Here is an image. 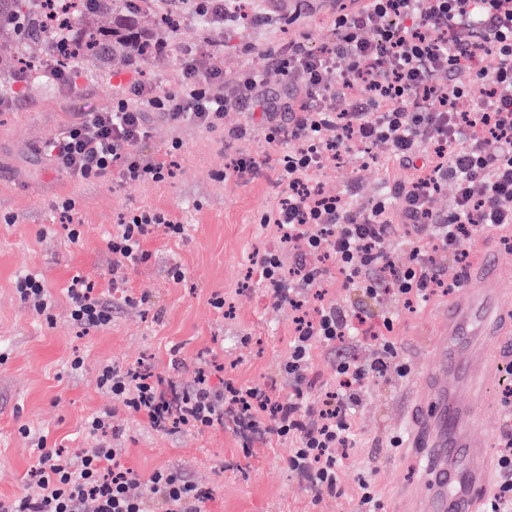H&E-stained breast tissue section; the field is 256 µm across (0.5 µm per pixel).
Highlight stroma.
I'll return each instance as SVG.
<instances>
[{"label":"stroma","instance_id":"1","mask_svg":"<svg viewBox=\"0 0 512 512\" xmlns=\"http://www.w3.org/2000/svg\"><path fill=\"white\" fill-rule=\"evenodd\" d=\"M236 15L237 25L227 28L182 13L167 32L156 14H147L141 22L148 38L165 41L166 47L145 63L132 67L114 61L90 68L76 62L70 83L52 81L18 92L9 107L0 108L2 500L29 487L39 437H46L48 446L77 452L93 443L88 418L106 410L112 413L122 464L143 483L159 469L183 471L209 492L206 512H364L356 493L360 477L374 487L377 512H390L401 487H411L416 497L425 495L423 463L402 443L403 407L418 377L434 366L428 338L448 316L449 295L443 291L411 307L390 298L377 305L358 293L340 292L342 305L394 311L395 360L408 373L365 384L354 416L355 446L349 451L352 477L336 496L313 500L306 483L288 468L287 440L271 434L244 437L230 424L200 432L160 431L97 386L104 366L146 361L186 387L195 380L199 355L208 353L216 361L210 374L215 389L230 380L273 386L283 398L290 391L284 367L293 314L250 262L255 252L275 249L283 264L291 262L274 231L260 225L282 188L274 167L256 174L232 170L239 151L275 159L294 148L290 142L267 141L259 108L245 103L228 114V122L252 128L249 140L230 145L220 133L177 129L152 116L151 137L138 149L171 168V177L158 183L125 184L114 175L76 181L51 170L38 152L72 113L109 105L119 83L141 79L161 92L176 87L187 49L221 66L225 87L243 73L257 72L270 101L298 97L299 87L277 70L267 50L294 40L320 47L333 35L335 11L309 0H242ZM176 140L181 146L175 150ZM376 154L377 161L366 164L357 151H342L335 171L322 182L323 191L333 195L350 188L365 202L377 197L386 182L411 181L412 167L388 163L384 148ZM65 199L75 202L69 218L55 209ZM136 208L167 213L185 231L149 236L144 242L149 260L128 267L116 291L107 241L120 214ZM70 222L79 226V243L67 237ZM177 270L182 273L178 279L173 276ZM27 274L39 276L48 289L49 317L36 315L19 300L17 282ZM76 274L113 301L110 325L86 332L72 325L65 287ZM219 296L224 299L220 308L214 304ZM76 357L82 365L75 370L71 361ZM483 413L486 426L480 436L493 452L512 431V404L502 389L488 393Z\"/></svg>","mask_w":512,"mask_h":512}]
</instances>
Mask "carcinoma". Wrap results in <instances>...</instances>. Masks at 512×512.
<instances>
[{"mask_svg":"<svg viewBox=\"0 0 512 512\" xmlns=\"http://www.w3.org/2000/svg\"><path fill=\"white\" fill-rule=\"evenodd\" d=\"M81 11L97 18L98 25L76 38L77 59L95 66L113 58L126 61L146 55L139 31L130 17L141 14L142 5L125 0L128 13L112 8L114 0H76ZM54 28L41 22L40 0H0V80L15 73L18 50H24L27 64L36 65L50 56L49 40Z\"/></svg>","mask_w":512,"mask_h":512,"instance_id":"obj_1","label":"carcinoma"}]
</instances>
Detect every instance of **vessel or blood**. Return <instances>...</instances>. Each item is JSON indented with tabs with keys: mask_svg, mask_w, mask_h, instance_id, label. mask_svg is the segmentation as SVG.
I'll return each instance as SVG.
<instances>
[{
	"mask_svg": "<svg viewBox=\"0 0 512 512\" xmlns=\"http://www.w3.org/2000/svg\"><path fill=\"white\" fill-rule=\"evenodd\" d=\"M497 270L495 250L483 247L466 292L449 301L447 324L429 339L436 365L422 379L426 394L405 407L411 445L425 466L428 512H477L491 484L486 447L470 433L482 423V394L498 384L496 363L472 339L512 340Z\"/></svg>",
	"mask_w": 512,
	"mask_h": 512,
	"instance_id": "b4317fda",
	"label": "vessel or blood"
}]
</instances>
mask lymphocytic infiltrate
Wrapping results in <instances>:
<instances>
[{"label": "lymphocytic infiltrate", "instance_id": "lymphocytic-infiltrate-1", "mask_svg": "<svg viewBox=\"0 0 512 512\" xmlns=\"http://www.w3.org/2000/svg\"><path fill=\"white\" fill-rule=\"evenodd\" d=\"M487 58L493 67L484 66ZM275 61L283 75L299 81L301 100L272 104L263 77L251 72L226 92L223 69L190 53L177 87L160 93L139 79L121 85L109 106L74 113L42 152L54 170L75 180L114 173L126 183L161 182L170 168L136 150L149 136L150 115L234 142L248 129L226 126L224 118L236 103L253 101L268 141L297 144L278 161L284 196L261 219L280 241L297 246L294 267L284 273L273 251L251 258L262 280L293 307L323 287L330 265L342 287L372 301L386 295L406 305L427 300L446 285L437 254L466 258L475 232L512 224V0H368L362 10L337 16L330 43L315 49L300 41L277 50ZM379 146L414 164L413 181L387 184L366 203L321 192L315 178L331 168L339 148L367 158ZM448 182L454 195L440 211L434 197ZM158 229L184 232L162 212L124 214L107 243L113 271L145 261L142 244ZM394 236L410 245L411 263L396 264L387 247ZM67 294L75 326L111 323V301L83 277H72ZM393 323L390 313L377 321L335 304L298 320L285 368L293 392L285 400L259 385L229 382L213 390L210 357L201 358L193 385L172 392L166 378L143 363L105 366L98 385L159 430H204L231 415L255 431L292 439L290 469L315 495H333L351 474L344 451L353 445L365 381L407 372L393 363ZM357 338L371 342L370 358L339 356L335 391L322 403H308L316 345ZM88 431L94 444L75 457L39 438L34 484L0 500V512H203L208 492L179 471H156L144 492L133 494L138 477L111 444L109 413L91 416Z\"/></svg>", "mask_w": 512, "mask_h": 512}]
</instances>
